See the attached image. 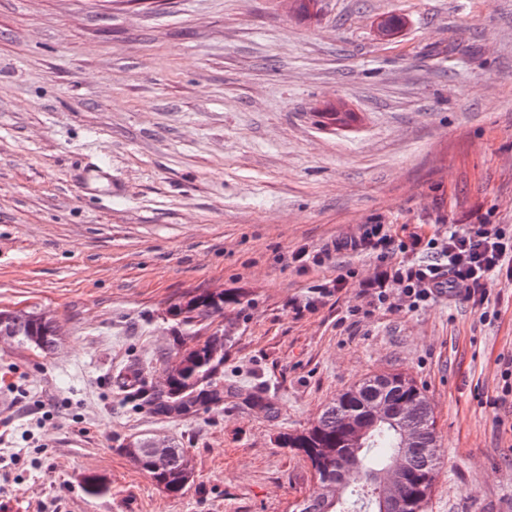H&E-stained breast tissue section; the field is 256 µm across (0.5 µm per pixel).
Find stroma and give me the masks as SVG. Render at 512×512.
I'll return each instance as SVG.
<instances>
[{
	"label": "stroma",
	"instance_id": "obj_1",
	"mask_svg": "<svg viewBox=\"0 0 512 512\" xmlns=\"http://www.w3.org/2000/svg\"><path fill=\"white\" fill-rule=\"evenodd\" d=\"M0 0V311L53 316L52 352L0 344V512H292L313 474L279 447L336 395L403 372L444 463L428 512H512V284L378 305L370 255L318 251L391 224L512 225V0ZM398 15L402 27L380 25ZM342 102L351 127L323 126ZM332 296L313 287L346 269ZM226 308L238 396L190 419L128 404L120 367L170 342L183 294ZM267 394L274 414L243 396ZM182 448L161 490L123 450ZM102 490L87 493V478ZM331 254L329 249L310 252L307 248L302 247L291 253V263L302 269H306L310 264L322 266L331 258Z\"/></svg>",
	"mask_w": 512,
	"mask_h": 512
}]
</instances>
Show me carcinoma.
<instances>
[{
	"label": "carcinoma",
	"instance_id": "1",
	"mask_svg": "<svg viewBox=\"0 0 512 512\" xmlns=\"http://www.w3.org/2000/svg\"><path fill=\"white\" fill-rule=\"evenodd\" d=\"M244 304V294L195 290L168 306L173 339L159 361L166 384L140 377L124 386V399L148 413L180 418L192 410H218L224 396V352L234 344L222 328L199 338V331L224 317V309ZM0 337L44 352L58 341L55 321L43 313L11 312L0 322ZM280 447L310 464L312 491L295 512H427L442 464L433 409L426 394L403 373L370 375L342 391L305 429L284 432ZM137 465L170 494L194 477L187 455L174 445L138 438L124 448Z\"/></svg>",
	"mask_w": 512,
	"mask_h": 512
}]
</instances>
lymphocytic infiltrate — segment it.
I'll use <instances>...</instances> for the list:
<instances>
[{
  "mask_svg": "<svg viewBox=\"0 0 512 512\" xmlns=\"http://www.w3.org/2000/svg\"><path fill=\"white\" fill-rule=\"evenodd\" d=\"M421 248L431 254V261L396 259L397 254ZM344 250L372 254L382 267L381 281L400 289L414 307L445 290L480 307L488 283L512 281V229L498 224L465 228L452 224L429 239L416 235L406 241L394 238L388 225L369 224L360 237L335 243L332 249L312 252L299 248L292 252L291 261L302 269L312 264L321 266L332 253Z\"/></svg>",
  "mask_w": 512,
  "mask_h": 512,
  "instance_id": "f902f5d3",
  "label": "lymphocytic infiltrate"
}]
</instances>
